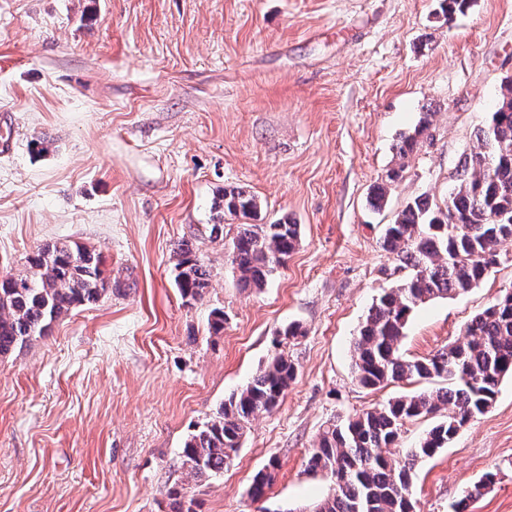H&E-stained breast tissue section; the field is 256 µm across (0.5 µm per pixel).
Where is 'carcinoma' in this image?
I'll list each match as a JSON object with an SVG mask.
<instances>
[{"instance_id": "1", "label": "carcinoma", "mask_w": 512, "mask_h": 512, "mask_svg": "<svg viewBox=\"0 0 512 512\" xmlns=\"http://www.w3.org/2000/svg\"><path fill=\"white\" fill-rule=\"evenodd\" d=\"M432 113L424 114L414 134L398 147L405 157L428 133ZM477 146L453 174L455 187L444 205L416 200L406 205L380 238L382 249L399 270L407 271L396 287L372 304L352 344L354 377L364 388L395 381L443 378L448 387L404 394L344 422L323 428L307 456V468L333 479L332 491L314 512H417L412 489L415 462L430 458L459 430L486 412L501 381L512 376V292L476 314L465 327L467 339L436 355L410 360L401 344L409 322L422 305L464 294L477 286L496 261V247L512 240V77L500 86L488 123L479 129ZM255 196L224 190V210L236 217L255 215ZM300 239V226L288 222L241 224L228 260L246 287L261 289L284 265ZM176 285L185 302L203 298L211 270L192 246L178 247ZM100 253L77 243H48L27 257V272L0 278V356L49 334L72 309L92 305L112 289L104 277ZM296 375L294 363L278 352L253 380L232 394L218 415L184 442L187 479L217 476L240 447L247 426L272 411ZM448 409L417 447L398 458L392 452L405 423ZM277 463L259 471L248 493L262 499L274 479ZM489 472L454 512L493 483Z\"/></svg>"}]
</instances>
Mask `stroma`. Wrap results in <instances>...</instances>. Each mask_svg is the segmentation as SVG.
Listing matches in <instances>:
<instances>
[{"instance_id": "obj_1", "label": "stroma", "mask_w": 512, "mask_h": 512, "mask_svg": "<svg viewBox=\"0 0 512 512\" xmlns=\"http://www.w3.org/2000/svg\"><path fill=\"white\" fill-rule=\"evenodd\" d=\"M507 76L512 0H471L450 21L441 0H0V123L14 130L0 153V275L75 242L121 283L0 356V512H167L181 487L194 512H307L332 485L306 468L327 424L442 385L362 388L351 346L404 277L383 225L414 199H447ZM426 112L433 140L399 157ZM232 187L257 198L258 223L300 226L259 290L227 259L238 218L213 208ZM185 240L212 271L192 304L176 286ZM510 288L512 241L476 288L414 313L403 354L461 340ZM291 324L302 336L275 346ZM279 349L297 366L279 405L251 421L221 475L187 482L188 435ZM490 471L468 512H512V377L417 462V512H452ZM277 469V463L275 460H270L269 465L259 471L253 478V481L249 487L248 493L252 500L257 501L262 499L267 490L270 488L274 479V471Z\"/></svg>"}]
</instances>
